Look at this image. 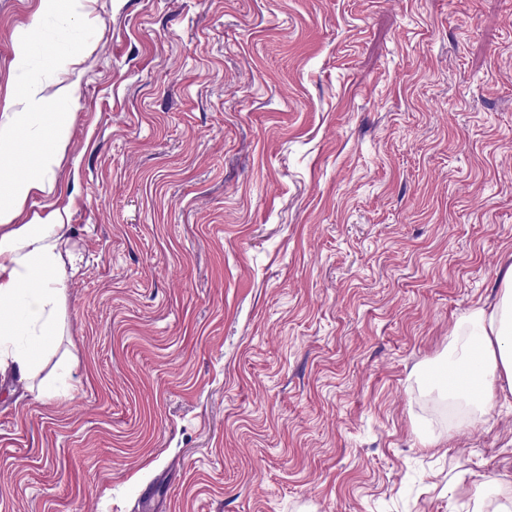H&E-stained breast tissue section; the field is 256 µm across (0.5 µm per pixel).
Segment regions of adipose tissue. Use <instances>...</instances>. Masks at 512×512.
<instances>
[{
  "instance_id": "1",
  "label": "adipose tissue",
  "mask_w": 512,
  "mask_h": 512,
  "mask_svg": "<svg viewBox=\"0 0 512 512\" xmlns=\"http://www.w3.org/2000/svg\"><path fill=\"white\" fill-rule=\"evenodd\" d=\"M40 93L39 83H30L26 95L33 107L0 123V148L13 146L22 131L43 144L38 167L0 189V367H14L26 377L37 371L50 346L65 273L61 217L42 224L17 221L32 191L50 189L57 158L69 144L67 127L47 111ZM503 283L495 308L473 309L452 339V368L466 374L472 365L481 368L477 401L485 410L499 392L512 394V269Z\"/></svg>"
}]
</instances>
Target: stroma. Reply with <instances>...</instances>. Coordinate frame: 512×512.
<instances>
[{"mask_svg": "<svg viewBox=\"0 0 512 512\" xmlns=\"http://www.w3.org/2000/svg\"><path fill=\"white\" fill-rule=\"evenodd\" d=\"M0 0L70 143L32 386L0 373V512H500L512 398L421 374L512 265V0ZM67 365L70 387H41ZM37 55L44 59V52L30 41L27 33L23 32L19 39L15 59L16 67L23 72L37 74L40 63Z\"/></svg>", "mask_w": 512, "mask_h": 512, "instance_id": "35a3bbf8", "label": "stroma"}]
</instances>
